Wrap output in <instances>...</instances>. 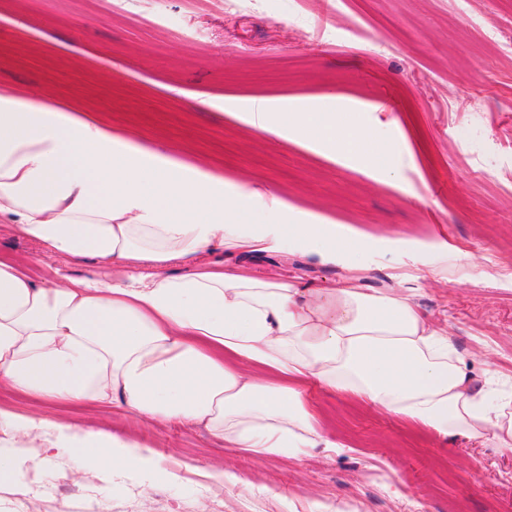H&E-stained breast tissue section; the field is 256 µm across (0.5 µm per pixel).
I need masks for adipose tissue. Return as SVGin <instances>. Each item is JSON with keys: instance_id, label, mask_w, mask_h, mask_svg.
Instances as JSON below:
<instances>
[{"instance_id": "ef3b65f1", "label": "adipose tissue", "mask_w": 512, "mask_h": 512, "mask_svg": "<svg viewBox=\"0 0 512 512\" xmlns=\"http://www.w3.org/2000/svg\"><path fill=\"white\" fill-rule=\"evenodd\" d=\"M258 130L293 128L336 151L365 132L332 113L274 111L256 101ZM248 184L234 198L209 170L143 152L81 114L0 90V223L40 256L93 257L102 280L39 281L0 259V390L64 406H112L132 418L201 426L260 456L340 451L312 404V387L416 421L443 438L512 447V392L476 382L447 329L411 290L367 292L356 275L364 244L332 224H259L285 210ZM306 252L347 264L336 287L196 267L164 268L206 250ZM134 267L155 276L129 287ZM50 423L0 410V482L30 492L31 466L12 446L42 442ZM52 448L79 469L152 471V452L101 431L58 428Z\"/></svg>"}]
</instances>
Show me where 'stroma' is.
Segmentation results:
<instances>
[{"mask_svg":"<svg viewBox=\"0 0 512 512\" xmlns=\"http://www.w3.org/2000/svg\"><path fill=\"white\" fill-rule=\"evenodd\" d=\"M0 86L95 112L114 135L287 204L278 223L362 233L361 288H413L457 353L512 384V0H0ZM333 112L368 131L338 153L254 128V100ZM473 258L472 265L459 254ZM0 254L33 274L101 275L94 259L41 261L0 229ZM447 280H409L421 256ZM330 288L346 273L302 252L205 251L189 265ZM335 455L256 457L205 428L74 410L0 392V408L152 450V473H76L21 446L40 476L0 484V512H512V448L443 439L371 406L313 391ZM232 468L244 483L218 472ZM111 485L109 496L99 489Z\"/></svg>","mask_w":512,"mask_h":512,"instance_id":"35a3bbf8","label":"stroma"}]
</instances>
